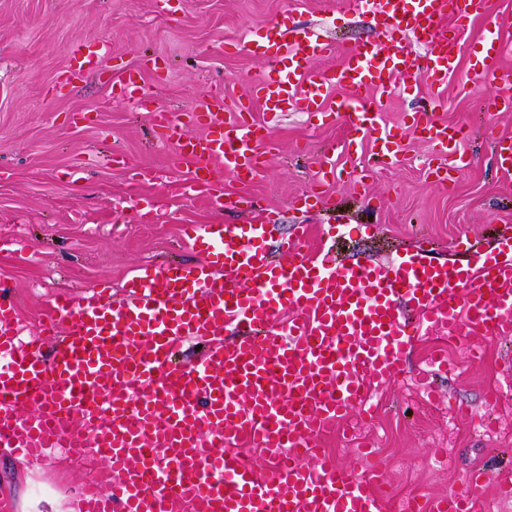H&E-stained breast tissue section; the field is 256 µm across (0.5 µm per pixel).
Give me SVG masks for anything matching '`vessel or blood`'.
<instances>
[{"label":"vessel or blood","instance_id":"obj_1","mask_svg":"<svg viewBox=\"0 0 512 512\" xmlns=\"http://www.w3.org/2000/svg\"><path fill=\"white\" fill-rule=\"evenodd\" d=\"M487 0H344L369 11L392 34L422 39L423 53H391L369 44L341 54L334 72L311 68L336 46L315 32L281 38L278 79L253 87L232 122L221 95L192 109L210 131L183 139L171 113L155 112L179 156L192 163L197 191L213 205L238 209L242 198L210 193L203 174L223 166L237 180L262 169L263 138L254 105L271 117L289 107L327 113L326 89L352 95L351 129L379 143L388 163L393 133L382 124L383 96L398 82L435 87L453 56L468 44L473 17ZM480 77L497 94L488 111L512 108V70L491 44ZM430 140L455 156L459 130L425 121ZM267 224H208L185 235L202 260L195 265H142L120 294L102 288L74 299L56 296L43 313L65 335L51 362L40 360L38 337L20 339L12 300H0V447L41 455L71 443L112 465L108 493L92 491L83 512H383L379 472L338 468L316 440L395 377L420 336L512 337V245L478 266L434 260L414 250L384 264L344 267L302 252L310 227L298 224L279 249L265 247ZM205 352L176 366L187 341ZM80 417L81 431L70 428ZM271 458L257 470L238 449ZM488 476L471 473L461 494L409 501L405 512H481Z\"/></svg>","mask_w":512,"mask_h":512}]
</instances>
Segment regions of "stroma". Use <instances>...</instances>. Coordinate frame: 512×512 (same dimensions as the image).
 Segmentation results:
<instances>
[{
    "label": "stroma",
    "instance_id": "stroma-1",
    "mask_svg": "<svg viewBox=\"0 0 512 512\" xmlns=\"http://www.w3.org/2000/svg\"><path fill=\"white\" fill-rule=\"evenodd\" d=\"M286 27L319 28L341 50L380 37L371 15L348 13L343 0H0V290L17 301L24 331L41 333L40 313L58 294L119 289L146 261L197 263L182 241L189 225L269 219L278 226L268 240L274 252L292 225L311 224L317 235L304 252L327 247L345 266L389 259L424 238L451 264L512 244V172L501 169L496 148L512 138V110L488 113L493 88L474 78L466 55L451 67L441 106L424 86L388 96L382 119L400 135L391 164H374L371 139L353 137L340 107L349 92L338 85L328 94L337 110L326 119L290 111L270 124L255 110L267 126L263 171L244 184L216 174L248 204L225 211L196 194L153 112H171L183 138L203 137L187 109L215 91L233 106L253 82L277 78L278 60L251 54L247 42L254 34L278 40ZM493 34L512 67V0H491L489 15L472 25V49ZM91 52L97 72L68 76L71 56ZM125 70L137 78L135 95L121 84ZM417 112L463 132L471 164L451 187L437 183L435 168L449 160L415 129ZM41 335L52 355L61 333ZM434 343H415L371 419L351 416L350 433L337 428L321 441L354 473L361 445H371L389 512L415 496L464 492L471 471L494 475L512 464V388L498 373L512 339L485 337L477 362L466 342L450 343L458 370L436 376L431 402L417 376ZM94 478L108 490L112 469L80 448L22 459L0 447V496L30 489L69 498Z\"/></svg>",
    "mask_w": 512,
    "mask_h": 512
}]
</instances>
